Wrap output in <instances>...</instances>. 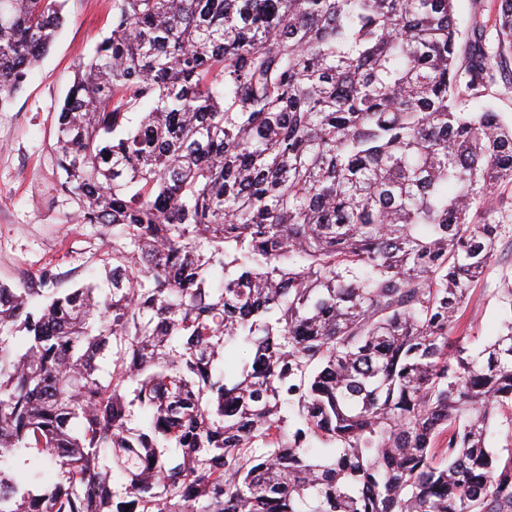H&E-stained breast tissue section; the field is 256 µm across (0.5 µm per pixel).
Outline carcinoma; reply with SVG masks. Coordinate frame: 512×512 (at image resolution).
Listing matches in <instances>:
<instances>
[{"label": "carcinoma", "mask_w": 512, "mask_h": 512, "mask_svg": "<svg viewBox=\"0 0 512 512\" xmlns=\"http://www.w3.org/2000/svg\"><path fill=\"white\" fill-rule=\"evenodd\" d=\"M63 21L0 0V107ZM493 27L462 44L454 0H112L56 129L107 287L32 310L0 285V512H512L487 444L512 318L453 336L512 233V117L456 102L508 68L512 0ZM496 218L504 217V224H512V184H498L491 196Z\"/></svg>", "instance_id": "1"}]
</instances>
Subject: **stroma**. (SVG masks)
I'll return each mask as SVG.
<instances>
[{
	"label": "stroma",
	"instance_id": "obj_1",
	"mask_svg": "<svg viewBox=\"0 0 512 512\" xmlns=\"http://www.w3.org/2000/svg\"><path fill=\"white\" fill-rule=\"evenodd\" d=\"M63 14L50 52L0 111V283L44 297L94 281L112 260L111 229L74 219L77 204L61 189L55 135L76 64L111 30L112 0H65ZM507 276L512 233L498 240L490 270L470 291L460 331L473 347L491 341L512 309L498 291Z\"/></svg>",
	"mask_w": 512,
	"mask_h": 512
}]
</instances>
